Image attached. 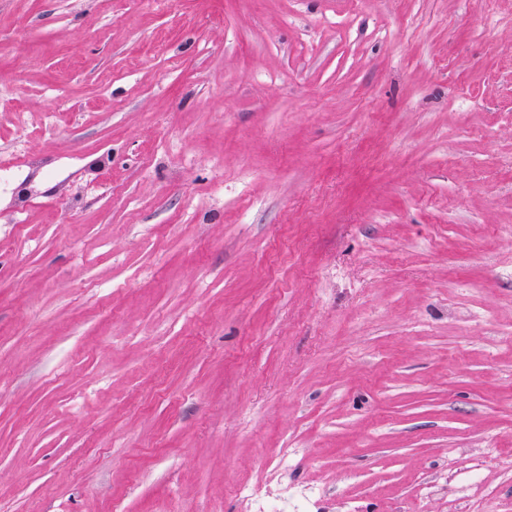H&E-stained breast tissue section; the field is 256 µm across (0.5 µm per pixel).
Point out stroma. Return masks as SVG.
<instances>
[{
	"instance_id": "obj_1",
	"label": "stroma",
	"mask_w": 512,
	"mask_h": 512,
	"mask_svg": "<svg viewBox=\"0 0 512 512\" xmlns=\"http://www.w3.org/2000/svg\"><path fill=\"white\" fill-rule=\"evenodd\" d=\"M512 512V0H0V512Z\"/></svg>"
}]
</instances>
